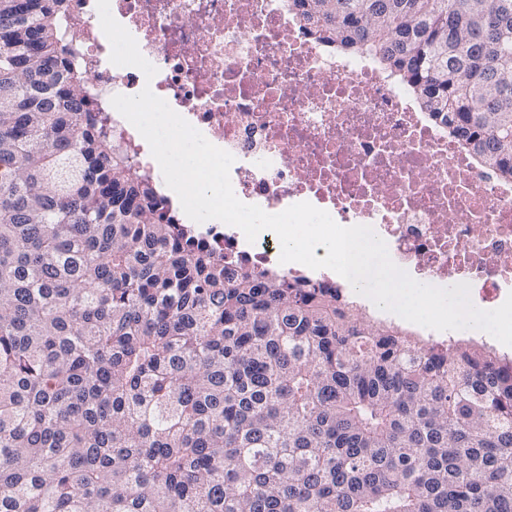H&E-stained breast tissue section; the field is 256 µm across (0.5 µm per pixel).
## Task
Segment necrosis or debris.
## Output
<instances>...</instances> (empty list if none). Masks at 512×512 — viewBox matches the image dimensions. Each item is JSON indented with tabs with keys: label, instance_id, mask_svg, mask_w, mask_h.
<instances>
[{
	"label": "necrosis or debris",
	"instance_id": "1",
	"mask_svg": "<svg viewBox=\"0 0 512 512\" xmlns=\"http://www.w3.org/2000/svg\"><path fill=\"white\" fill-rule=\"evenodd\" d=\"M72 5L91 100L151 178L162 172L148 143L111 104L147 86L234 156L242 202L270 214L308 202L341 226H370L413 279L469 284L482 309L512 293V182L479 167L378 66L326 51L286 0H110L156 67L150 80L111 63L96 0ZM204 230L245 266L280 263L272 231L251 243L217 220Z\"/></svg>",
	"mask_w": 512,
	"mask_h": 512
}]
</instances>
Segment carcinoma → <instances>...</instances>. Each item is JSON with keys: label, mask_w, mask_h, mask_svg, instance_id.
I'll return each instance as SVG.
<instances>
[{"label": "carcinoma", "mask_w": 512, "mask_h": 512, "mask_svg": "<svg viewBox=\"0 0 512 512\" xmlns=\"http://www.w3.org/2000/svg\"><path fill=\"white\" fill-rule=\"evenodd\" d=\"M512 182V0H288ZM71 0H0V512H512V358L235 268L91 108Z\"/></svg>", "instance_id": "carcinoma-1"}]
</instances>
